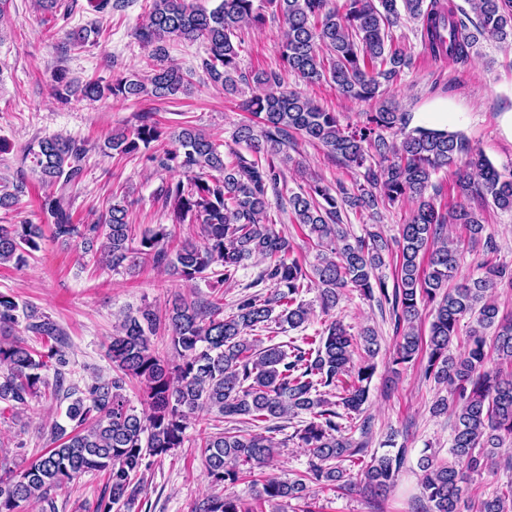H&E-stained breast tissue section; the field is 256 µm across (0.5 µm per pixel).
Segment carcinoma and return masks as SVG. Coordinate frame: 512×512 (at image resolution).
I'll return each instance as SVG.
<instances>
[{"mask_svg":"<svg viewBox=\"0 0 512 512\" xmlns=\"http://www.w3.org/2000/svg\"><path fill=\"white\" fill-rule=\"evenodd\" d=\"M475 18L453 0H220L207 10L189 0H150L145 21L132 37L161 65L144 83L136 74L117 77L104 87L97 81L76 86L65 72L52 85L62 103L79 92L91 101L106 95L116 100L169 98L187 93L191 82L168 60L171 40L199 41L205 47L202 69L228 94L238 91V46L242 28H261L270 16L282 22L281 59L288 73L306 84L331 83L347 100L377 101L356 125L342 127L303 93L284 86L281 74L261 70L254 81L270 90L242 100L238 108L250 115L235 132L246 152L228 151L200 130L186 126L169 132L157 120L143 119L112 134L105 147L118 155L143 154L157 169L181 178L162 183L159 194L177 224L199 226L201 242L170 244L171 233L160 225L135 236L129 222L131 202L113 194L112 203L96 224H79L72 213V192L83 176L88 145L71 136L37 138L23 149V169L15 182L0 190V209H9L26 190L31 172L49 188L40 202L55 238L81 240L99 251V263L134 272L144 265L163 269L185 283L214 278L226 285L255 256L267 262L253 286L272 285L265 297L243 295L233 312L224 314L220 300L201 303L173 299L160 315L149 306L126 314L115 326L107 356L113 374L79 385L67 377L69 361L61 348L63 331L46 314L20 307L0 293V402L12 412L51 388L58 403H67L65 417L72 430L55 424L54 447L15 472L0 463V512H18L36 501L41 512H56L53 492L82 473L108 475V493L95 512H131L142 493L136 479L157 460L182 447L187 423L213 413L240 418L254 429L231 428L201 439L207 478L227 487L247 478L262 482L256 500L274 509L306 497L314 484L334 490L347 482L341 462L353 460L365 446L354 441L352 427L342 423L341 407L362 412L376 366L380 343L375 329L355 336L334 320L313 336L266 346L257 330L274 323L283 331L305 328L312 309L298 297L305 288L318 290L320 306L336 307L341 290L351 287L378 305H391L399 336L393 364L424 355L425 377L448 388L449 397L433 404L436 415L453 411L451 459L423 454L418 459L425 512H464L463 484L469 473L496 465L504 439L512 438V373L487 368L489 352L512 365V314L501 311L492 291L512 283V268L484 262L476 278L457 280L461 267L458 241L447 226L459 224L470 242L497 250L492 237L482 238L478 209L491 203L512 211V173L500 172L457 132L410 127L413 115L401 112L383 97V86L398 80L412 60L393 46L388 30L401 16L421 25L428 55L464 64L479 38L512 46V0H469ZM100 29L80 27L68 32L74 45L90 42ZM322 146L351 169L363 170L364 182L332 188L313 178L288 197L293 221L308 229L322 252L312 272L293 256L289 239L269 224L268 194L285 179L276 157L288 163L294 135ZM455 168L457 201L434 203L441 188L431 177ZM434 195H426L428 187ZM416 202L402 226L396 247L379 232L353 237L343 227L346 208L378 213L405 201ZM43 225L25 221L0 224V265L21 268L40 249ZM396 251L393 291L376 275L384 253ZM431 307L428 335L416 328L421 307ZM38 337L42 350L13 335L19 319ZM468 321L465 350H451L462 321ZM167 332L178 356L172 362L151 345V336ZM362 350L359 364L353 354ZM54 370V383L43 371ZM140 386L142 411L124 394L129 383ZM309 415L295 437L310 463L293 477L265 476L255 471L270 464L278 443L255 431L261 423ZM405 462V449L373 458L360 481L374 496L386 495ZM200 512H264L234 495L206 497ZM478 512H512V496L494 495L480 502Z\"/></svg>","mask_w":512,"mask_h":512,"instance_id":"cac0c4a2","label":"carcinoma"}]
</instances>
